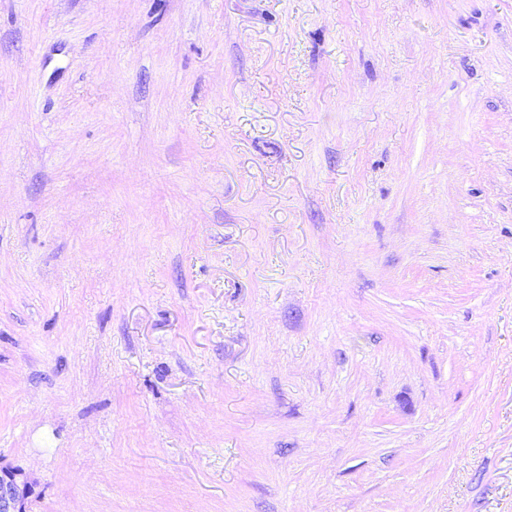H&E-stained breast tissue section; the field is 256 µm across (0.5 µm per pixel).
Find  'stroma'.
<instances>
[{"label": "stroma", "instance_id": "1", "mask_svg": "<svg viewBox=\"0 0 512 512\" xmlns=\"http://www.w3.org/2000/svg\"><path fill=\"white\" fill-rule=\"evenodd\" d=\"M0 464L512 512V0H0Z\"/></svg>", "mask_w": 512, "mask_h": 512}]
</instances>
